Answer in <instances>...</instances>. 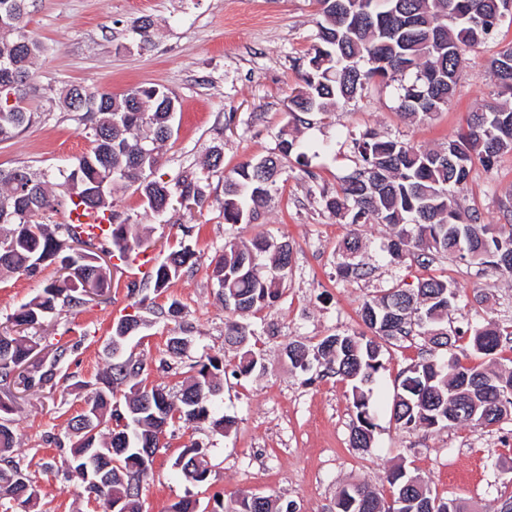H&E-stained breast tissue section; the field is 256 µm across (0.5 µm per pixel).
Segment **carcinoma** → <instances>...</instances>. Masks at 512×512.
<instances>
[{
	"instance_id": "carcinoma-1",
	"label": "carcinoma",
	"mask_w": 512,
	"mask_h": 512,
	"mask_svg": "<svg viewBox=\"0 0 512 512\" xmlns=\"http://www.w3.org/2000/svg\"><path fill=\"white\" fill-rule=\"evenodd\" d=\"M503 0H316L319 6L320 43L313 48L302 85L292 96L296 120L310 112H329L336 104L361 92L372 79L389 84L400 75L397 85L400 107L405 115L428 116L440 111L454 94L457 73L464 57L487 42L502 24ZM25 0H0V58L10 59V73L0 70V137L9 139L32 120L23 106V91L30 87L32 68L40 44L24 32ZM489 68L504 90H512V44L497 52ZM15 96L9 103V96ZM66 107L84 125L92 147L64 176L67 204H78L100 214L110 212L115 225L108 239L119 260L147 251L130 225L117 222L112 212V190L119 183L135 184L144 203L153 211L168 207L172 198L187 206L203 207L206 185L195 172H184L174 182L151 178L158 164V145L173 133L171 104L176 98L166 88L139 86L117 98L70 87L64 96ZM357 166L336 193L321 197V205L350 227L344 242L342 277L357 274L352 262L360 249L357 228L384 224L391 230L387 252L395 263L411 256L429 265L440 255L486 266L502 276L512 277V224H469L456 207L457 192L467 183L475 162L494 165L498 156L512 150V108L498 107L469 114L466 126L439 151H426L408 143L382 139L365 132L351 140ZM311 146L296 142L281 132L279 151L286 157L297 153L304 158ZM278 158L264 156L239 164L224 176V222L250 224L258 217L256 206L276 184ZM51 176L27 166L0 171V271L34 275L61 259L68 272L61 280L48 282L42 291L21 304L8 321L22 330L34 329L60 307L76 308L83 289L93 285L104 291L110 277L97 262L95 240L84 238L74 225L50 224L45 215L58 211L61 201L50 189ZM106 184L105 200L91 191ZM293 248L287 241L259 238L252 246L224 242V253L213 268L224 303V343L239 349L232 372L251 374L260 365V355L249 348V326L239 314L260 311L278 302L291 272ZM195 257L188 245L171 251L155 265L142 283L127 285L134 295L151 288L162 292ZM460 289L449 278L430 277L417 288L393 287L364 302L361 318L369 333H342L323 338L316 353L352 382L356 418L351 443L367 450L373 444L374 416L365 387L375 383L384 368L383 344L417 334L427 337V356L406 371L394 394L391 415L403 428H440L452 423L478 424L470 417L468 400L480 404L485 426L512 420V368L466 365L456 356L437 358L436 351L449 352L469 337L475 354L493 356L503 342H512V330L488 322L480 327H448V311L460 299ZM37 342L25 336L0 335V381L24 368L34 356ZM69 348L54 349L46 370L21 376L27 389L54 388L60 364ZM293 367L310 370L309 348L299 341L285 347ZM143 362L114 355L97 375L99 387L85 400L87 409L68 421L76 437L64 462L78 473L88 496L98 500L102 512H112L115 496L126 498L128 512H141L139 489L151 470L128 465L139 450L157 447L160 423H195L211 420L222 431L231 421L216 414L222 393L218 375L226 373L224 360L207 357L197 362L191 375L173 397L160 387H148L142 378ZM124 385L117 400L118 385ZM10 394L0 395V512H26L39 506V492L28 472L11 456L15 446ZM115 422L110 437L100 426ZM125 448L103 462L107 481L97 485L85 479L87 449ZM185 461L175 462L185 481L203 485L210 475L204 449L193 444L184 449ZM389 497L400 503V512H469L459 498L440 499L424 481L399 467L387 476ZM211 512H296L294 503L285 510L275 508L272 499L257 494L238 497L235 507H224L223 495L212 496ZM382 494L363 484L344 486L336 497V512H386Z\"/></svg>"
}]
</instances>
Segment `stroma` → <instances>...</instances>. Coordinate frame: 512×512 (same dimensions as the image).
Wrapping results in <instances>:
<instances>
[{
    "label": "stroma",
    "mask_w": 512,
    "mask_h": 512,
    "mask_svg": "<svg viewBox=\"0 0 512 512\" xmlns=\"http://www.w3.org/2000/svg\"><path fill=\"white\" fill-rule=\"evenodd\" d=\"M146 17L154 27L145 40L137 28ZM317 21L314 0L28 2L26 30L44 47L33 65L37 90L24 101L34 119L17 136L0 139V170L66 169L88 152L89 138L63 103L70 86L119 96L154 83L179 102L174 135L160 154L155 178L169 181L184 171L206 178L207 201L191 215L177 205L154 212L132 186L112 194L113 211L150 239L152 255L165 258L184 241L197 256L194 267L163 293L148 292L139 310L145 325L124 347L125 354L144 362L147 385L175 391L187 379L185 365L166 353L172 336L187 338L189 360L219 356L233 362L236 353L224 344V306L211 265L225 241L248 245L266 237L293 246V271L282 299L244 316L254 331L251 342L261 353V368L223 377L221 410L232 427L225 435L207 422L169 427L153 474L141 485L143 512H168L186 496L204 504L216 492L228 505L240 495L258 494L295 503L297 512H335L342 487L364 483L387 493L386 477L400 466L420 476L433 494L464 499L475 512L493 499L512 496V420L487 428L455 423L440 430H406L392 419L393 395L423 355V337L404 339L384 353L372 397L377 428L367 451L350 443L351 383L327 372L320 360L310 371L298 372L284 352L294 340L311 348L332 334L363 331L365 301L393 286L416 288L432 275L451 278L465 291L449 325L512 324V278L449 258L428 267L410 257L392 264L385 250L390 229L381 224L359 232L364 276L342 279L337 263L347 228L320 204L321 193L335 192L355 168L347 137L371 131L436 150L465 125L470 112L512 107V95L501 93L487 70L489 58L512 43V24L503 23L492 40L466 56L455 92L440 112L405 118L395 87L373 81L334 112L309 113L298 122L292 118V91L318 42ZM285 128L306 141L335 144L336 152L306 167L285 159L256 223H225V174L275 152ZM215 154L221 162L212 168L207 160ZM457 197L479 223H507L502 204L512 197V150L492 168L474 165ZM189 222L194 228L187 234L183 226ZM57 276L54 264L34 276L0 273V323ZM129 281L126 265L118 264L109 294L45 323L47 342L72 350L68 377L51 391L20 394L14 411V454L28 463L43 512H91L83 482L63 463L73 440L68 421L110 361L106 345L113 324L131 311ZM174 299L183 306L182 319L158 318V310ZM195 442L208 450L206 487L178 478L174 467Z\"/></svg>",
    "instance_id": "stroma-1"
}]
</instances>
